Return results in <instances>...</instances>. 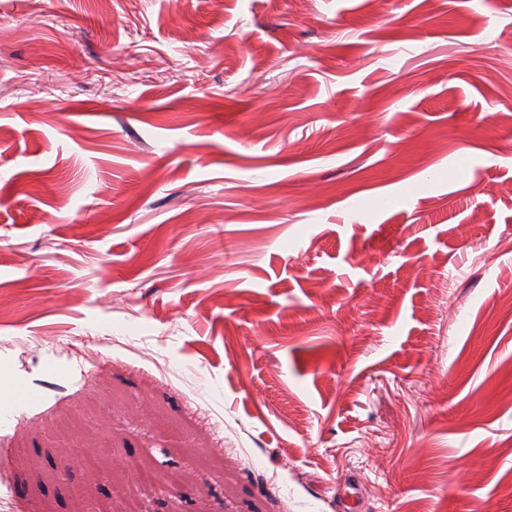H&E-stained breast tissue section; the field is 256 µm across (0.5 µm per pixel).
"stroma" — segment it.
Instances as JSON below:
<instances>
[{
  "label": "stroma",
  "mask_w": 512,
  "mask_h": 512,
  "mask_svg": "<svg viewBox=\"0 0 512 512\" xmlns=\"http://www.w3.org/2000/svg\"><path fill=\"white\" fill-rule=\"evenodd\" d=\"M501 184L512 0H0V512H512Z\"/></svg>",
  "instance_id": "stroma-1"
}]
</instances>
